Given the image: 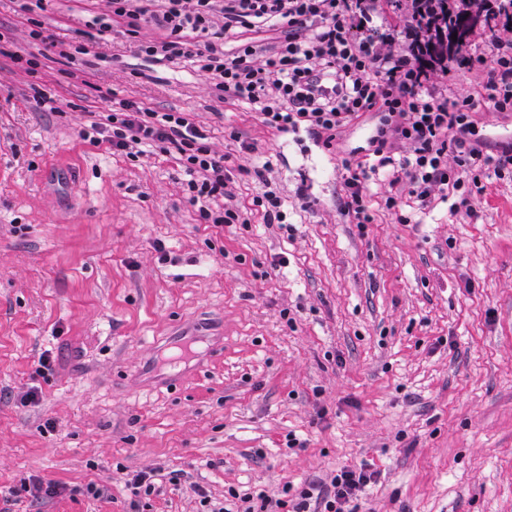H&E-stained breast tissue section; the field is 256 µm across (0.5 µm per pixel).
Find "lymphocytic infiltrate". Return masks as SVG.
<instances>
[{
    "label": "lymphocytic infiltrate",
    "mask_w": 512,
    "mask_h": 512,
    "mask_svg": "<svg viewBox=\"0 0 512 512\" xmlns=\"http://www.w3.org/2000/svg\"><path fill=\"white\" fill-rule=\"evenodd\" d=\"M431 23V40L418 38L419 18ZM158 37L140 40L138 49L158 64L181 59L211 79L218 99L254 107L261 123L287 132L305 129L333 147L339 133L360 114L375 112L370 140L379 168L388 169L390 186L405 185L410 197L427 203L453 198L457 212H472L489 178L512 179V144L494 155L479 150L482 126L477 110L512 112V42L500 36L507 18L483 27L489 55L447 56L434 51L445 18L432 0H109V10L92 13L88 27L112 26L138 37L144 24ZM276 26L272 44L250 40L234 55L224 52V37L236 29ZM400 43L397 52L389 51ZM457 65L477 71L478 97H448L436 83L438 74ZM94 142L113 152L148 147L174 151L188 180V200L199 207L205 224H242L239 210L213 208L231 180L227 155L214 150L188 112H157L142 103L123 101L118 108L94 113L88 127ZM340 210L358 227L373 223L366 168L344 161ZM367 468H343L329 487L302 489L294 499L263 500L244 512H355L354 500L372 479Z\"/></svg>",
    "instance_id": "f902f5d3"
}]
</instances>
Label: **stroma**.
Listing matches in <instances>:
<instances>
[{
	"mask_svg": "<svg viewBox=\"0 0 512 512\" xmlns=\"http://www.w3.org/2000/svg\"><path fill=\"white\" fill-rule=\"evenodd\" d=\"M40 21L64 56L34 78L0 56V512H204V496L281 499L363 463L377 477L357 512H512V181L487 180L470 215L383 209L374 181L358 230L338 208L342 160L368 162L374 113L329 150L66 0ZM29 31L0 0L12 52L37 53ZM34 81L56 110L35 106ZM123 100L192 113L235 170L221 206L251 209L268 185L283 224L200 223L174 154L83 138ZM267 160L262 185L248 170ZM182 336L210 349L175 368ZM149 469L161 482L134 496ZM32 476L67 491L13 496Z\"/></svg>",
	"mask_w": 512,
	"mask_h": 512,
	"instance_id": "1",
	"label": "stroma"
}]
</instances>
